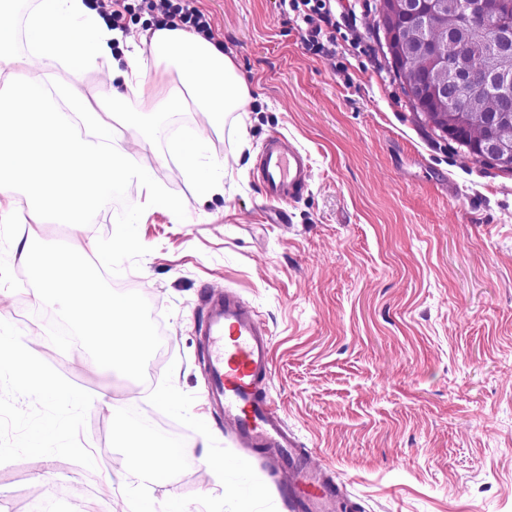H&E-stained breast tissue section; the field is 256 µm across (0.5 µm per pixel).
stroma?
<instances>
[{"label":"stroma","mask_w":512,"mask_h":512,"mask_svg":"<svg viewBox=\"0 0 512 512\" xmlns=\"http://www.w3.org/2000/svg\"><path fill=\"white\" fill-rule=\"evenodd\" d=\"M359 19L361 38L336 32V54L304 46L278 0H196L217 42L250 88L242 111L211 134L204 114L160 118L143 149L122 120L113 135L150 171L169 208L150 210L137 183L99 209L85 233L40 227L46 250L99 244V288L133 279L144 311L158 309L168 345L148 386L106 378L92 352L40 353L53 323L20 326L13 311L36 309L33 294L0 307V330L23 360L79 390L73 424L49 398L0 380V410L15 428L0 445V501L25 512L28 494L53 495L55 512H130L135 484L110 445L114 413L148 407L166 371L195 395L194 417L233 447L222 415L206 401L199 345L202 289H236L271 334L268 387L312 464L331 471L356 512H512V172L449 147L416 117L376 32L380 0ZM201 138L199 169L224 165V181L201 202L178 146ZM280 135L304 152L310 179L294 202L265 197L254 174L265 142ZM284 214L275 222L274 210ZM129 214L139 224L120 229ZM28 225L0 222V288L30 266L17 247ZM188 468L152 483L155 504L218 496L207 440L182 428ZM106 496L91 500L92 488Z\"/></svg>","instance_id":"obj_1"}]
</instances>
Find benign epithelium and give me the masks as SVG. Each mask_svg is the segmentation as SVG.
Wrapping results in <instances>:
<instances>
[{"mask_svg": "<svg viewBox=\"0 0 512 512\" xmlns=\"http://www.w3.org/2000/svg\"><path fill=\"white\" fill-rule=\"evenodd\" d=\"M419 0H381L376 25L382 31L386 49L393 65L406 79V91L411 103L422 109L418 117L431 131L446 138L453 132H467V139L478 146V158L503 170H512V143L501 141L499 127L512 119L509 111H499L486 119L481 134L470 132L458 119V113L467 111L458 93L436 84L431 73L440 67H451L466 76L467 84L479 88L485 75L469 68L472 42L463 39L454 44L445 55L439 42L420 38L399 27V20L419 11ZM512 18V0H469L465 5L464 25L473 36L487 30L495 32L503 44L512 42V28L505 25Z\"/></svg>", "mask_w": 512, "mask_h": 512, "instance_id": "7a95c632", "label": "benign epithelium"}]
</instances>
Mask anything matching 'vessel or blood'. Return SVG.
Here are the masks:
<instances>
[{
  "label": "vessel or blood",
  "instance_id": "1",
  "mask_svg": "<svg viewBox=\"0 0 512 512\" xmlns=\"http://www.w3.org/2000/svg\"><path fill=\"white\" fill-rule=\"evenodd\" d=\"M267 200H297L310 178L306 155L280 136L268 138L255 164ZM202 334L208 399L224 415L239 447L260 452L293 512H341L344 491L299 449L267 393L271 339L259 313L230 288L203 295Z\"/></svg>",
  "mask_w": 512,
  "mask_h": 512
}]
</instances>
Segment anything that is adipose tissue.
I'll use <instances>...</instances> for the list:
<instances>
[{"label":"adipose tissue","instance_id":"obj_1","mask_svg":"<svg viewBox=\"0 0 512 512\" xmlns=\"http://www.w3.org/2000/svg\"><path fill=\"white\" fill-rule=\"evenodd\" d=\"M16 0H0V48L9 49L24 31L27 52L11 73L13 91L0 97V144H23V155L0 151V218L19 215L22 223L49 222L82 230L116 180H136L149 208L166 207L148 171L112 142L113 115L141 128L150 113L193 104L212 130L222 129L250 91L232 60L214 42L188 30L150 28L139 42L109 29L83 0H37L24 22H17ZM149 53H142V46ZM66 60L71 81L48 87L46 69ZM107 74V93L87 96L79 85L86 73ZM133 90L139 106L125 109ZM27 191L25 213L15 211L16 195ZM31 261L38 304L63 312L109 373L134 375L141 367L146 337L134 297L102 294L80 264L57 266L41 260L37 233L21 246Z\"/></svg>","mask_w":512,"mask_h":512}]
</instances>
